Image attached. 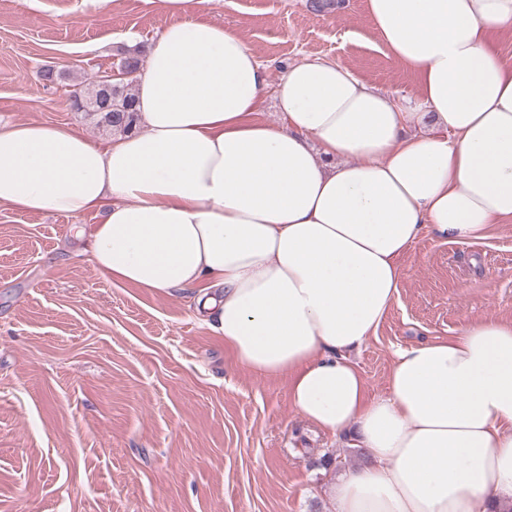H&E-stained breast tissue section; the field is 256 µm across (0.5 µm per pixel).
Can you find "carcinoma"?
<instances>
[{"instance_id": "obj_1", "label": "carcinoma", "mask_w": 512, "mask_h": 512, "mask_svg": "<svg viewBox=\"0 0 512 512\" xmlns=\"http://www.w3.org/2000/svg\"><path fill=\"white\" fill-rule=\"evenodd\" d=\"M144 48L142 43L121 52L118 76L108 80V87L98 78L74 89L69 95L70 110L93 117L96 126L110 133H133L138 125L134 75L140 71Z\"/></svg>"}]
</instances>
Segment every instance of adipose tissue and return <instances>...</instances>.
<instances>
[{"mask_svg":"<svg viewBox=\"0 0 512 512\" xmlns=\"http://www.w3.org/2000/svg\"><path fill=\"white\" fill-rule=\"evenodd\" d=\"M203 2L157 0L170 22L137 76L140 133L0 127V206L103 212L102 276L195 292L238 364L288 376L294 411L362 451L329 489L336 512H512V319L398 349L377 399L348 356L423 227L465 244L512 221V66L490 40L512 0H367L421 111L315 57L284 74L279 126L255 118L264 65L196 19Z\"/></svg>","mask_w":512,"mask_h":512,"instance_id":"1","label":"adipose tissue"}]
</instances>
